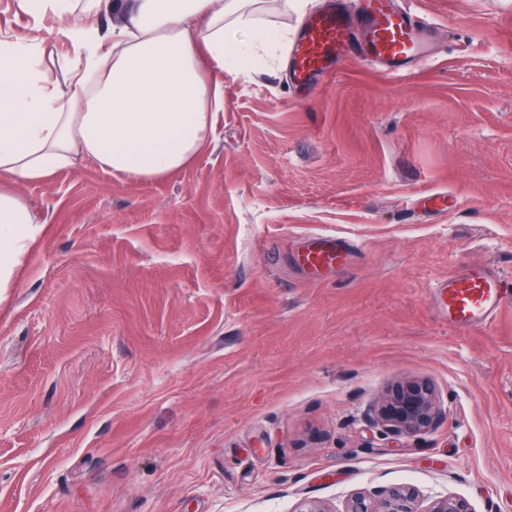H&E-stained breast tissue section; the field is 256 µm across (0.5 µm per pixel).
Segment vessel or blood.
<instances>
[{
  "label": "vessel or blood",
  "instance_id": "1",
  "mask_svg": "<svg viewBox=\"0 0 512 512\" xmlns=\"http://www.w3.org/2000/svg\"><path fill=\"white\" fill-rule=\"evenodd\" d=\"M432 24L416 8L395 0H355L346 9L344 0H328L321 11L304 18L288 56V79L297 89L310 90L317 80L335 73L349 57L372 63L387 75H406L424 62V42ZM299 259L318 270L343 267L347 260L341 239L316 238ZM441 316L464 328L491 325L504 305L500 276L489 265L454 272L441 282L434 295Z\"/></svg>",
  "mask_w": 512,
  "mask_h": 512
}]
</instances>
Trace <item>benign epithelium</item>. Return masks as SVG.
<instances>
[{
    "instance_id": "1",
    "label": "benign epithelium",
    "mask_w": 512,
    "mask_h": 512,
    "mask_svg": "<svg viewBox=\"0 0 512 512\" xmlns=\"http://www.w3.org/2000/svg\"><path fill=\"white\" fill-rule=\"evenodd\" d=\"M442 415L435 385L426 379L398 383L389 389L369 415L374 425L396 436L415 437L434 430ZM416 492L409 486H394L376 495L357 492L343 512H417ZM425 512H472L463 498L446 495L434 499Z\"/></svg>"
}]
</instances>
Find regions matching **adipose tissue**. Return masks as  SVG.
<instances>
[{
  "label": "adipose tissue",
  "instance_id": "obj_1",
  "mask_svg": "<svg viewBox=\"0 0 512 512\" xmlns=\"http://www.w3.org/2000/svg\"><path fill=\"white\" fill-rule=\"evenodd\" d=\"M256 0H21L51 19L22 46L0 33V288L37 241L41 215L19 194L75 159L155 181L210 146L224 76L246 74L286 36L256 23ZM115 14L119 23L102 27ZM73 55L65 79L45 62L49 43Z\"/></svg>",
  "mask_w": 512,
  "mask_h": 512
}]
</instances>
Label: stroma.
I'll use <instances>...</instances> for the list:
<instances>
[{
	"label": "stroma",
	"mask_w": 512,
	"mask_h": 512,
	"mask_svg": "<svg viewBox=\"0 0 512 512\" xmlns=\"http://www.w3.org/2000/svg\"><path fill=\"white\" fill-rule=\"evenodd\" d=\"M413 2L437 37L405 76L349 61L304 96L274 57L225 75L186 169L20 185L45 230L0 290V512H338L394 485L512 512V0ZM44 26L0 0L20 42ZM315 234L345 270L300 265ZM482 263L500 316L449 325L437 284ZM406 378L440 393L429 434L367 420Z\"/></svg>",
	"instance_id": "35a3bbf8"
}]
</instances>
